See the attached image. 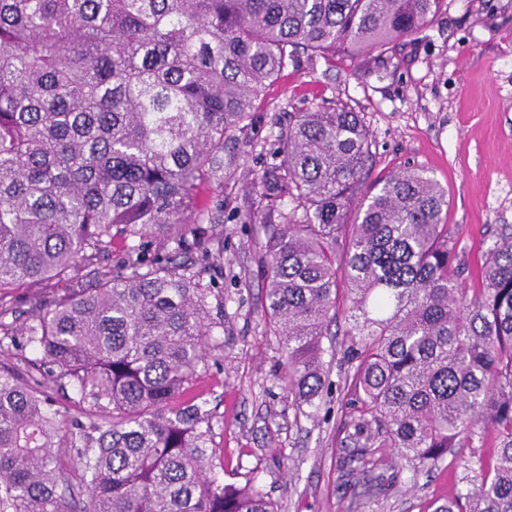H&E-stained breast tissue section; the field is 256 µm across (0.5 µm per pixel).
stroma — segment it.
Instances as JSON below:
<instances>
[{"label": "stroma", "mask_w": 512, "mask_h": 512, "mask_svg": "<svg viewBox=\"0 0 512 512\" xmlns=\"http://www.w3.org/2000/svg\"><path fill=\"white\" fill-rule=\"evenodd\" d=\"M335 103L359 112L370 132L372 178L423 170L447 189L446 222L468 276L491 243L489 225H512V0H446L440 15L378 59L300 57L256 100L252 123L228 134L235 165L223 187L200 195L218 218L207 227L221 248L209 277L224 290V347L196 386L213 411L212 472L224 484L253 481L278 512H435L464 466L491 459L494 431L461 459L415 477L394 451L376 449L384 484L358 497L342 466L362 446L348 364L339 356L326 364L317 409L298 406L267 326L261 178L289 113Z\"/></svg>", "instance_id": "35a3bbf8"}]
</instances>
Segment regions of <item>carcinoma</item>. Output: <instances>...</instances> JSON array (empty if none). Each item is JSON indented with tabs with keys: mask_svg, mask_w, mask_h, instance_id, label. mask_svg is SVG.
Returning <instances> with one entry per match:
<instances>
[{
	"mask_svg": "<svg viewBox=\"0 0 512 512\" xmlns=\"http://www.w3.org/2000/svg\"><path fill=\"white\" fill-rule=\"evenodd\" d=\"M444 2L0 0V351L38 354L0 361V512H277L211 475L194 388L222 347L224 293L203 284L215 216L199 191L224 186L227 134L299 55L389 52ZM275 156L291 207L265 225L266 309L290 390L317 406L345 302L358 434L416 476L492 427V462L436 512H512V226L491 230L469 288L433 178L362 191L358 113L289 114ZM55 277L73 286L13 307L14 289ZM348 464L362 495L377 488L368 447Z\"/></svg>",
	"mask_w": 512,
	"mask_h": 512,
	"instance_id": "carcinoma-1",
	"label": "carcinoma"
}]
</instances>
